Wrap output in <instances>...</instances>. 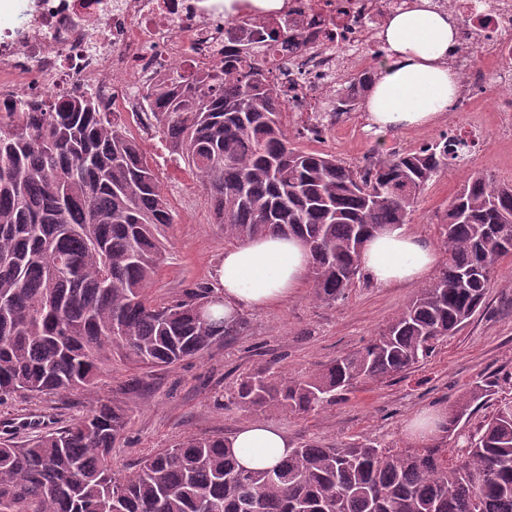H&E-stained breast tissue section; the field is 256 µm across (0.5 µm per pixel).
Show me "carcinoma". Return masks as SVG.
<instances>
[{"mask_svg": "<svg viewBox=\"0 0 512 512\" xmlns=\"http://www.w3.org/2000/svg\"><path fill=\"white\" fill-rule=\"evenodd\" d=\"M375 77L366 68L337 89L333 111H354ZM142 97L150 126L202 180L224 241L298 239L312 255L313 298L328 305L345 300L362 274L373 231L408 223L419 195L456 174L467 150L442 133L359 168L300 150L282 128L286 100L269 62L246 51L219 70L165 77ZM174 223L123 113L82 97L0 115V399L87 390L116 356L174 365L245 328L242 318L198 316L220 303L204 283L176 297L153 294L163 229ZM440 223L445 261L376 336L308 377L247 376L237 404L322 410L360 382L406 371L461 329L512 255V185L470 173ZM486 395L475 385L448 406L446 438ZM127 419L121 403H100L30 443L1 441L0 512H512V402L464 448L312 443L263 471L240 468L224 439L209 436L114 470L108 457Z\"/></svg>", "mask_w": 512, "mask_h": 512, "instance_id": "carcinoma-1", "label": "carcinoma"}]
</instances>
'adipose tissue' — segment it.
<instances>
[{
  "mask_svg": "<svg viewBox=\"0 0 512 512\" xmlns=\"http://www.w3.org/2000/svg\"><path fill=\"white\" fill-rule=\"evenodd\" d=\"M457 32L456 17L435 0H416L413 8L386 17L380 32L385 55L366 101L376 132L425 128L454 107L460 82L448 57ZM310 262L308 249L288 237L268 236L225 249L217 274L225 318L287 300ZM437 262L432 244L401 226L374 232L361 252L363 271L382 288L421 281ZM225 445L248 470L272 468L292 450L285 433L260 422L246 424Z\"/></svg>",
  "mask_w": 512,
  "mask_h": 512,
  "instance_id": "ef3b65f1",
  "label": "adipose tissue"
}]
</instances>
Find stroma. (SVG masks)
<instances>
[{
    "label": "stroma",
    "instance_id": "stroma-1",
    "mask_svg": "<svg viewBox=\"0 0 512 512\" xmlns=\"http://www.w3.org/2000/svg\"><path fill=\"white\" fill-rule=\"evenodd\" d=\"M495 93L480 98L481 122L496 133L484 152L473 154L468 167L512 183V138L500 135ZM289 137L305 150L335 154L347 165H363L369 153L409 151L447 129V120L425 130L378 134L369 129L364 112L348 115L346 126L329 127L321 141L299 137L297 124L284 119ZM160 186L177 215L163 237L165 261L154 286L157 294L175 296L193 283L216 285L224 256V233L215 224L204 186L182 159L171 155L161 134L141 141ZM461 176L440 178L420 195L407 225L430 242L439 238V222ZM312 281H303L287 302L263 311H247V325L209 349L166 367L140 368L116 360L103 371L91 391L29 396L0 402V439L26 441L51 432L83 415L94 401H122L129 414L125 434L116 442L114 469L135 470L157 448H170L192 435L232 436L241 426L261 422L283 430L293 445L333 444L357 437L403 446L406 426L422 409L448 407L462 391L491 387L488 397L473 404L457 428V444L491 415L501 399L512 398V256L494 275L484 306L456 334L441 341L431 357L383 381L358 384L342 401L309 415L269 409L257 413L236 405L239 379L260 369L307 376L337 356L363 346L415 294L412 285L379 288L356 279L340 304L313 299ZM138 382L136 391L127 385Z\"/></svg>",
    "mask_w": 512,
    "mask_h": 512
}]
</instances>
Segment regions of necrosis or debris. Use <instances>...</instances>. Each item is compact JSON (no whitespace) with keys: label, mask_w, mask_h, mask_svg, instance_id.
Listing matches in <instances>:
<instances>
[{"label":"necrosis or debris","mask_w":512,"mask_h":512,"mask_svg":"<svg viewBox=\"0 0 512 512\" xmlns=\"http://www.w3.org/2000/svg\"><path fill=\"white\" fill-rule=\"evenodd\" d=\"M412 0H285L273 12L224 16V0H0V103L23 106L89 96L101 111L136 123L147 107L141 93L157 79L222 65L226 55L252 47L275 62L272 79L287 88L285 109L305 126L315 122L338 71V48L360 59L376 49L373 21ZM463 21L465 38L452 54L460 75L456 104L476 126L475 95L491 82L503 90L496 109L512 126V0H438ZM288 25L304 41L289 70L279 69L281 44L271 28Z\"/></svg>","instance_id":"1"}]
</instances>
